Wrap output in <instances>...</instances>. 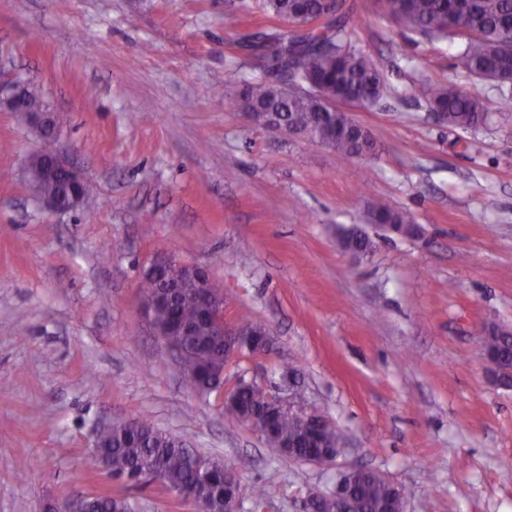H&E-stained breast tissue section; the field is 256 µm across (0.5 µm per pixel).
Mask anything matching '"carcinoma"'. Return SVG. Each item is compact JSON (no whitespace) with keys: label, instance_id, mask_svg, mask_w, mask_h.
I'll return each mask as SVG.
<instances>
[{"label":"carcinoma","instance_id":"cac0c4a2","mask_svg":"<svg viewBox=\"0 0 512 512\" xmlns=\"http://www.w3.org/2000/svg\"><path fill=\"white\" fill-rule=\"evenodd\" d=\"M346 0H262V7L282 21L296 19L306 13L324 17L323 23L310 30L284 27L273 33H252L241 40L252 51H263V60L273 70L282 71L298 92L285 97L272 94L264 80H253L240 87L224 85V98L238 104L247 103L254 126H268L272 114L280 122L303 137L350 156L377 155V144L371 133L354 121L336 103L351 100L361 109L379 102L387 91V81L380 66L371 56L351 49L352 26L344 7ZM382 13L411 33L429 40L448 37L457 29L466 32L461 53L464 68L480 80L512 77V55L500 44L512 40V0H378ZM415 94L424 98L430 111L442 115L449 126L474 130L487 122L485 105L475 88L454 85H422ZM370 221L398 235H411L415 227L406 212L378 202L370 208ZM343 248L367 254L374 241L361 228L352 226L339 234ZM144 296L155 316L166 321L176 316L196 326L193 336H171L169 340L188 347L189 358L182 364L188 386L206 390L220 383L228 361L224 348L212 343L203 318L201 299L193 288H185L172 302L163 305L154 297L153 286L143 285ZM488 348L494 352L503 377L512 374V332L499 328L491 331ZM241 404L261 416L268 402L257 387L238 393ZM301 434L298 420L284 414L266 435L270 452L288 457L282 443ZM340 443L335 428L323 432L312 448H300L304 455L334 448ZM104 459L116 477H128L138 485L160 481L166 487L194 489L200 485L199 457L176 436L139 418H129L112 435L102 441ZM240 494L257 502L266 491L255 484L237 481L232 485L224 469L216 468L207 475L205 507L207 512H224V498ZM390 488L384 482L363 480L356 483L350 512H383ZM92 512H133L131 504L118 497L99 500Z\"/></svg>","mask_w":512,"mask_h":512}]
</instances>
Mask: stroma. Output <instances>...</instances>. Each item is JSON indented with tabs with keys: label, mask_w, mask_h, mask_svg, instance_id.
<instances>
[{
	"label": "stroma",
	"mask_w": 512,
	"mask_h": 512,
	"mask_svg": "<svg viewBox=\"0 0 512 512\" xmlns=\"http://www.w3.org/2000/svg\"><path fill=\"white\" fill-rule=\"evenodd\" d=\"M354 49L390 92L352 118L381 143L364 164L255 128L215 86L262 78L239 33L276 27L241 0H0V69L67 115L60 140L91 192L48 212L26 171L40 147L0 107V512H53L103 490L135 512H192L159 483L114 481L95 463L104 422L141 418L221 459L261 504L301 512L337 467L382 473L406 512H512V388L480 351L512 328V84L474 83L460 37L427 40L355 0ZM477 85L488 124L439 122L414 85ZM385 200L422 228L368 225ZM364 227L355 258L341 228ZM159 253L208 269L228 321L273 349L224 370L267 390L298 370L306 409L335 423L337 465L270 455L225 404L198 395L138 311Z\"/></svg>",
	"instance_id": "stroma-1"
}]
</instances>
